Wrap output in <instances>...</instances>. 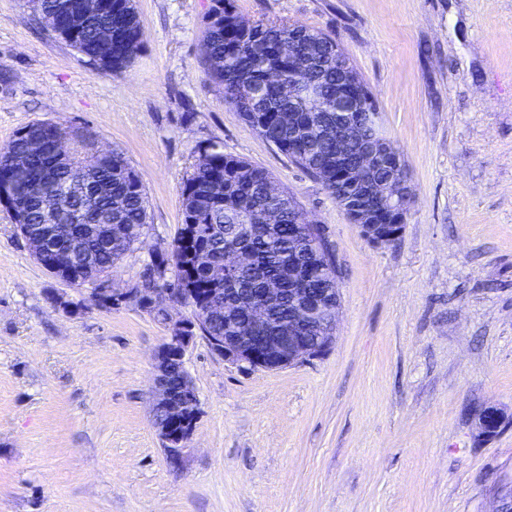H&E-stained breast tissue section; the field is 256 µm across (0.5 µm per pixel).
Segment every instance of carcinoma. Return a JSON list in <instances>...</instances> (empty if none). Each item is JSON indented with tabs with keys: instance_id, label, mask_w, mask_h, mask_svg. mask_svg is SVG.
Here are the masks:
<instances>
[{
	"instance_id": "1",
	"label": "carcinoma",
	"mask_w": 512,
	"mask_h": 512,
	"mask_svg": "<svg viewBox=\"0 0 512 512\" xmlns=\"http://www.w3.org/2000/svg\"><path fill=\"white\" fill-rule=\"evenodd\" d=\"M210 13L215 20L208 24L202 41V58L208 66L212 82L224 90V101L231 104L265 140L317 179L336 203L350 210L344 201L363 196V189L349 182L347 169L356 160L353 149H348V159L336 157V113L305 111L299 101L288 102L276 86L266 80L268 69L277 68L297 83L318 86L331 107L336 106V94L341 89L340 71L349 69L347 58L336 50V42L322 31L302 25L287 23H247L235 11L232 0H212ZM121 26L132 35H142L133 0H111L110 6L100 10L80 25L79 46L76 50L108 73L118 74L127 67L122 54L116 52L106 62L93 53L98 31L107 22ZM305 52L312 58L311 68L303 74L289 69L290 58ZM248 86L253 96L244 99L239 88ZM297 117L299 126L291 128L284 115ZM320 118L326 133L319 143L312 144L303 131L302 124L310 116ZM48 140L42 151L30 154L27 138L15 134L0 147V178L12 182L14 189L25 199L28 223L42 224L40 198L42 191L57 188L58 203L71 208L76 205L69 195L62 192L63 172L55 159L54 139L66 136L75 143L76 158L83 162L92 151V143L78 132L60 123L48 124ZM26 158L25 169L16 173L11 159ZM87 175L97 190V198L89 206L88 222H112L118 228L133 229L130 234H112V239L90 238L87 248L96 260L95 276L102 279L140 240L147 224L146 191L142 179L126 160L123 153L114 150L109 159H100L89 166ZM271 173L243 159L222 151L202 153L193 164L192 173L182 187V227L172 244L171 251L156 255L147 269L142 287L158 289V279L163 270L171 268L173 276L187 288L185 300L191 307L201 333L213 339L234 335L239 313V301H256L263 298V288L271 280L278 281L281 293L272 305L279 316L288 317V289L304 278L317 277L320 267L329 262L317 243L318 234L312 228L306 232L288 234V227L295 226L296 202L286 199L271 203L267 186ZM276 210L279 230H265L263 214L267 208ZM215 224L224 225V236L216 239L207 234ZM204 246L213 258H224V251L242 248L251 254L250 264L237 274L216 280L211 270L196 266L197 277L188 275L187 267L195 266L191 250ZM210 288L222 298L219 310L202 306L199 295L188 287Z\"/></svg>"
}]
</instances>
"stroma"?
Returning <instances> with one entry per match:
<instances>
[{
	"instance_id": "obj_1",
	"label": "stroma",
	"mask_w": 512,
	"mask_h": 512,
	"mask_svg": "<svg viewBox=\"0 0 512 512\" xmlns=\"http://www.w3.org/2000/svg\"><path fill=\"white\" fill-rule=\"evenodd\" d=\"M251 23L330 35L371 92L414 191L377 247L322 184L225 103L201 56L211 0H135L143 43L98 72L31 0H0V145L61 123L121 151L147 197L112 287L140 285L218 147L267 169L336 258V338L241 370L185 354L200 415L179 463L153 425L152 359L177 322L49 274L0 206V512H493L512 481V0H234ZM505 422L481 435L479 412Z\"/></svg>"
}]
</instances>
